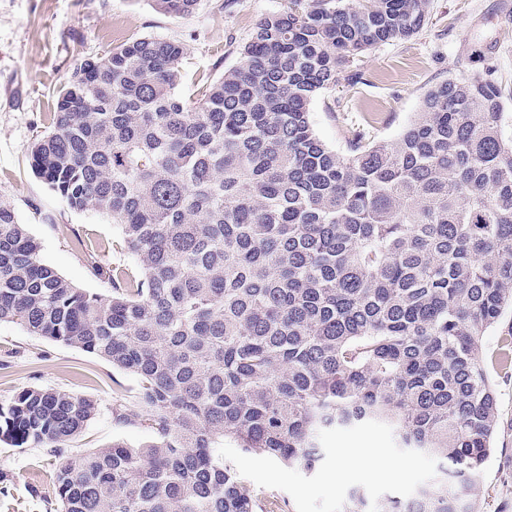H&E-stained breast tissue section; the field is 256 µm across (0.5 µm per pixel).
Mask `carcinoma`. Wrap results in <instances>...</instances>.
<instances>
[{
	"label": "carcinoma",
	"mask_w": 512,
	"mask_h": 512,
	"mask_svg": "<svg viewBox=\"0 0 512 512\" xmlns=\"http://www.w3.org/2000/svg\"><path fill=\"white\" fill-rule=\"evenodd\" d=\"M189 14L199 0H153ZM430 0H287L240 65L177 95L185 47L143 37L77 67L31 145L33 173L119 226L139 269L91 262L110 295L39 259L0 204V321L134 375L153 440L67 458L60 512H278L230 440L305 474L322 436L366 421L438 473L383 512H476L495 450L484 337L512 310V136L490 72L426 94L396 138L315 133L311 102L363 52L411 37ZM96 412L33 387L0 442L64 453ZM340 512H371L349 491Z\"/></svg>",
	"instance_id": "cac0c4a2"
}]
</instances>
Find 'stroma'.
<instances>
[{
  "mask_svg": "<svg viewBox=\"0 0 512 512\" xmlns=\"http://www.w3.org/2000/svg\"><path fill=\"white\" fill-rule=\"evenodd\" d=\"M504 2L430 0L428 20L417 33L365 52L353 67L358 74L354 82H340L312 101L318 136L340 152L358 133L370 141L395 138L435 85L489 68L504 89L506 130L511 133L512 10ZM285 6V0H200L193 13L172 16L152 0H0V203L10 206L37 240L44 263L76 287L105 296L110 293L108 285L90 274L74 235L103 243V264L137 265L109 217L68 209L31 171L29 147L47 132L45 115L76 68L141 37L175 40L186 48L179 95L190 102L196 97L198 73L217 78L237 66L259 21ZM510 328L511 312L491 330L482 351L500 421L496 451L475 486L477 512H512V369L497 363L499 337ZM31 387L64 390L95 403L94 417L70 442L66 455L116 440L137 447L151 437L145 418L122 423L115 417L116 410L138 407V385L131 374L96 355L28 335L20 325L1 321L0 404ZM322 443L329 453L311 474L229 442L224 453L258 499L277 500L281 512H340L352 488L361 489L375 505L393 497L406 499L436 471L429 458L403 459L389 430L375 422L329 430ZM354 451L403 461L408 469L397 480L357 469L344 485L331 483L339 456ZM52 468L44 449L0 442V475L9 486L8 496L0 495V512H58Z\"/></svg>",
  "mask_w": 512,
  "mask_h": 512,
  "instance_id": "obj_1",
  "label": "stroma"
}]
</instances>
